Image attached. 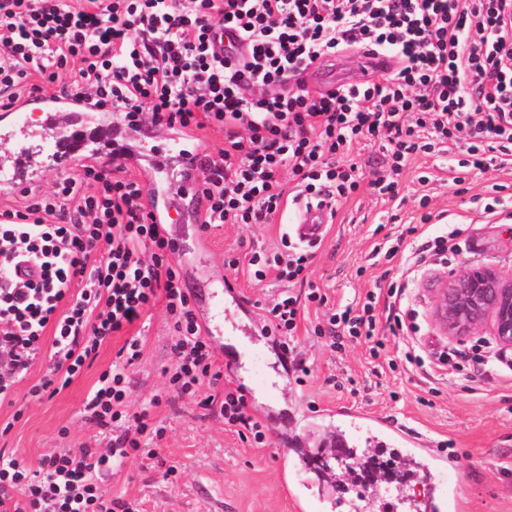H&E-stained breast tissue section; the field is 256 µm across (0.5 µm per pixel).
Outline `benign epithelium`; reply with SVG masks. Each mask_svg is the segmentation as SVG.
<instances>
[{"label": "benign epithelium", "instance_id": "benign-epithelium-1", "mask_svg": "<svg viewBox=\"0 0 512 512\" xmlns=\"http://www.w3.org/2000/svg\"><path fill=\"white\" fill-rule=\"evenodd\" d=\"M434 315L451 338L486 330L501 348L512 350V274L484 266L451 276L438 289Z\"/></svg>", "mask_w": 512, "mask_h": 512}]
</instances>
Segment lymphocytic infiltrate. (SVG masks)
Here are the masks:
<instances>
[{"instance_id": "f902f5d3", "label": "lymphocytic infiltrate", "mask_w": 512, "mask_h": 512, "mask_svg": "<svg viewBox=\"0 0 512 512\" xmlns=\"http://www.w3.org/2000/svg\"><path fill=\"white\" fill-rule=\"evenodd\" d=\"M219 27L247 44L245 56L214 51ZM364 45L396 57L397 67L328 94L301 82L318 60ZM35 74L134 122L223 133L198 182L205 230L271 224L288 203L333 207L363 189L395 198L410 157L440 145L464 144L463 168L512 164V0H0V103L38 92ZM367 143L382 154L369 170L356 152ZM123 169L81 167L0 211V405L15 403L18 382L42 356L46 370L30 393L54 397L159 303L172 326L171 365L154 405L219 386L171 261L176 244L150 222L138 181ZM419 206L421 225L408 232L420 243L388 247L396 280L360 302L329 306L310 280L314 250L290 241L229 260L255 280L273 271L287 281L267 322L295 377L309 373L294 336L313 304L323 309L315 336L372 339L381 305L389 331L406 339V363L460 371L463 352L427 362L413 339V285L431 261L463 252L460 225L434 223L427 198ZM142 353L140 338H128L86 398L88 421L111 433L105 447L60 448L34 469L0 449V512H138L103 482L129 459L159 455L163 427L126 405ZM201 397L211 416L264 442L267 427L247 414L240 391Z\"/></svg>"}]
</instances>
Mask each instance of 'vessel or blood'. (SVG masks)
I'll return each instance as SVG.
<instances>
[{"label":"vessel or blood","mask_w":512,"mask_h":512,"mask_svg":"<svg viewBox=\"0 0 512 512\" xmlns=\"http://www.w3.org/2000/svg\"><path fill=\"white\" fill-rule=\"evenodd\" d=\"M348 72L342 64L328 67L313 65L304 74L307 85L327 93L337 83L346 81ZM38 110L42 116L39 125H30L25 114ZM92 125L105 131L117 130L121 122L106 110L100 109L71 93L45 95L35 99H20L10 110L0 113V138L10 141L11 151L0 157V195H9L19 188L38 182L49 169L65 171L76 158L87 151L83 129ZM138 143H122L114 150L115 156L126 164L140 166L145 172L146 195L156 223L169 224L172 213H180L184 223L195 221V183L203 160L199 152L189 150L188 137L176 131H135ZM175 154L179 163L171 170L172 179L184 189L183 196L169 197L156 178L154 157ZM329 209L324 205H311L300 209L291 226L292 236L301 244H314L323 239ZM221 298H214L206 316L200 320L204 335L213 337L224 333V309ZM336 419L344 425L365 431L381 446L406 451L414 464L426 474L454 467V458L434 448L424 434L392 424L389 420L370 413L340 407ZM298 464L288 455L281 454L278 473L282 486L294 503L295 512H315V505L297 491ZM414 512H463V502L454 501L449 486L431 485L427 496L413 503Z\"/></svg>","instance_id":"vessel-or-blood-1"}]
</instances>
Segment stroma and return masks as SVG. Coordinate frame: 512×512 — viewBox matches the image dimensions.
Returning a JSON list of instances; mask_svg holds the SVG:
<instances>
[{
	"mask_svg": "<svg viewBox=\"0 0 512 512\" xmlns=\"http://www.w3.org/2000/svg\"><path fill=\"white\" fill-rule=\"evenodd\" d=\"M459 156L454 149L437 157H416L400 200L363 194L338 205L316 248L314 284L335 302L371 288L387 269L384 263H372L373 248L383 233L399 234L420 216L416 197L422 193L429 194L433 213L462 225L466 245L460 268L490 266L512 274V206L491 216L472 201L488 185L512 184V169L491 166L471 172L461 191L448 172L451 160ZM422 170L434 175L424 187L413 178ZM296 211V206H288L272 224L211 227L208 249L202 255L174 256L186 268L183 286L216 287L219 279L230 275L226 259L244 256L246 242L277 249ZM450 271V265L436 264L416 285L420 339L430 351L449 344L434 317L433 303ZM313 319V314H306L297 331L299 349L312 370L305 384H286L278 352L271 346L261 359L247 353L232 371L237 383L248 385L258 379L266 387L284 389L275 405L277 423L270 426L266 442L256 444L243 427L208 416L197 399L188 397L173 407L153 405L166 384L170 329L163 307L151 310L137 326L144 348L132 376L128 409L149 411L164 426L165 442L159 458L131 460L106 478L109 492L137 501L140 512H292L277 475L278 456L286 447L301 461V490L318 512H378L385 499L397 504V512H408L407 501L426 495L427 478L366 435H357L354 451L360 459L380 462L375 485L367 488L352 476H339L336 452L323 440L325 426L313 412L352 403L418 430L453 454L458 469L443 480L466 502V512H512V380L495 374L472 382L461 377L441 380L420 368L390 367L398 351L391 337L377 358L363 343L348 342L333 350L309 335ZM123 343V337H112L92 365L51 398L28 393L45 370L44 364L35 363L17 386L16 404L0 406V424L12 425L0 440L6 453L34 469L42 454L65 444L104 446V439L84 419V401ZM171 465L176 471L170 475L166 469Z\"/></svg>",
	"mask_w": 512,
	"mask_h": 512,
	"instance_id": "obj_1",
	"label": "stroma"
}]
</instances>
